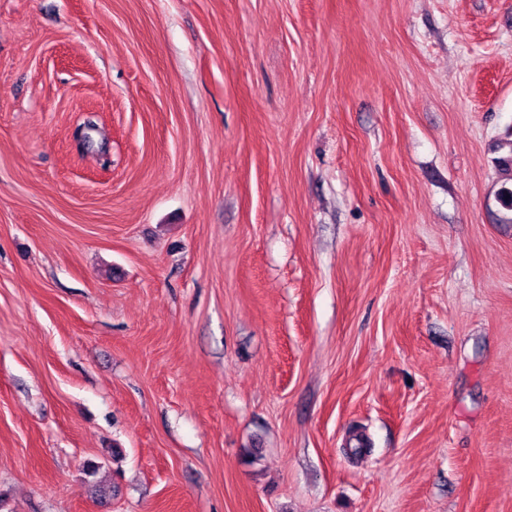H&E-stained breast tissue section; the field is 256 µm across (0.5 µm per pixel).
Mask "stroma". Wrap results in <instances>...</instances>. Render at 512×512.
<instances>
[{"label":"stroma","instance_id":"obj_1","mask_svg":"<svg viewBox=\"0 0 512 512\" xmlns=\"http://www.w3.org/2000/svg\"><path fill=\"white\" fill-rule=\"evenodd\" d=\"M510 136L512 0H0V512H512ZM495 150L502 153L497 158L501 183L494 195L502 210L496 219L499 224H512V138L499 141Z\"/></svg>","mask_w":512,"mask_h":512}]
</instances>
